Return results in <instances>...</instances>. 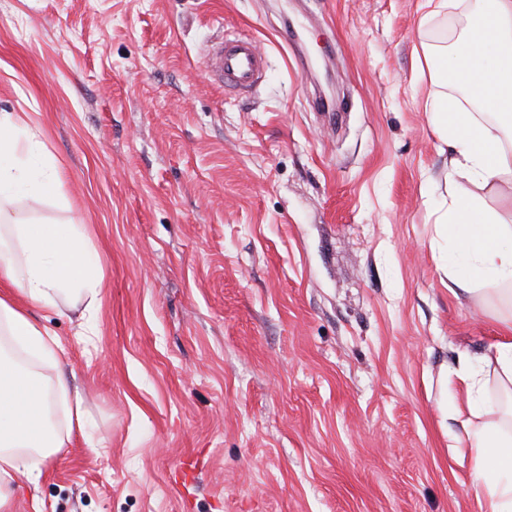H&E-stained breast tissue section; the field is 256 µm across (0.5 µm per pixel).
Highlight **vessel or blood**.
<instances>
[{
    "label": "vessel or blood",
    "mask_w": 512,
    "mask_h": 512,
    "mask_svg": "<svg viewBox=\"0 0 512 512\" xmlns=\"http://www.w3.org/2000/svg\"><path fill=\"white\" fill-rule=\"evenodd\" d=\"M205 65L212 77L238 94L250 92L264 71L263 58L254 42L238 37L224 38L212 46L205 56Z\"/></svg>",
    "instance_id": "obj_1"
}]
</instances>
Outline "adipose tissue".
I'll return each instance as SVG.
<instances>
[{
	"mask_svg": "<svg viewBox=\"0 0 512 512\" xmlns=\"http://www.w3.org/2000/svg\"><path fill=\"white\" fill-rule=\"evenodd\" d=\"M422 55L431 75L452 80L472 103L467 109L443 97L431 106L430 126L450 150L449 183L467 180L500 202L491 208L452 194L441 204L437 222L452 244L448 289L512 304V224L500 210L512 204V0H483L458 49L426 44ZM37 148L0 118V229L16 240L12 247L0 242V281L16 290L15 297L0 296V512H8L16 476L38 487L48 460L82 421L64 347L34 313L58 309L68 296L97 305L101 288L88 272L76 225L27 222L9 212L19 196L57 190L56 169L22 168ZM503 326L507 335L494 346L497 409L482 402L480 366L459 375L470 403L461 424L480 512H512V316Z\"/></svg>",
	"mask_w": 512,
	"mask_h": 512,
	"instance_id": "ef3b65f1",
	"label": "adipose tissue"
}]
</instances>
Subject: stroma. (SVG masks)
Here are the masks:
<instances>
[{
  "label": "stroma",
  "mask_w": 512,
  "mask_h": 512,
  "mask_svg": "<svg viewBox=\"0 0 512 512\" xmlns=\"http://www.w3.org/2000/svg\"><path fill=\"white\" fill-rule=\"evenodd\" d=\"M454 2L0 0V115L60 176L15 209L79 225L103 276L94 347L81 309L37 314L88 431L11 512H479L448 379L512 309L440 269L435 211L475 187L416 54L457 46ZM228 34L265 60L250 95L205 72Z\"/></svg>",
  "instance_id": "1"
}]
</instances>
